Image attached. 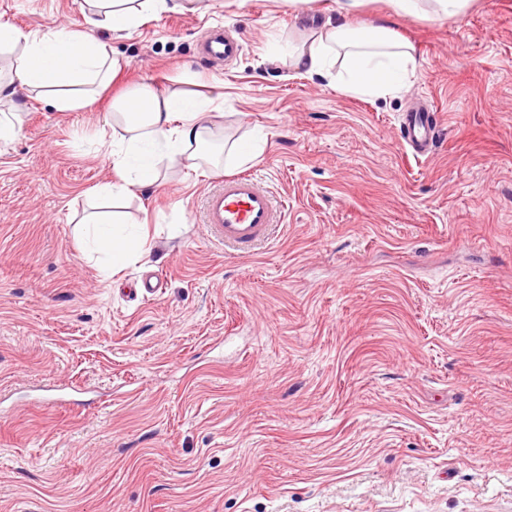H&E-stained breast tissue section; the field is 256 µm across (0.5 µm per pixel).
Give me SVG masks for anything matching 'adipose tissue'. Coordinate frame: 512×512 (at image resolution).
<instances>
[{
  "instance_id": "adipose-tissue-1",
  "label": "adipose tissue",
  "mask_w": 512,
  "mask_h": 512,
  "mask_svg": "<svg viewBox=\"0 0 512 512\" xmlns=\"http://www.w3.org/2000/svg\"><path fill=\"white\" fill-rule=\"evenodd\" d=\"M390 14L366 27L349 21L359 0H336V22L311 30L309 40L295 50V65L307 73L330 78L338 90L352 95L384 96L400 91L415 76L411 45L390 26L394 17L464 16L471 0H388ZM90 24L119 34L136 26L146 16L166 11L198 9L199 0H82ZM15 55L7 75H0V103L15 102L25 90L58 86L106 87L121 64L109 55L106 43L60 26L25 31L0 24V52ZM224 93L188 97L180 93L161 95L147 89L121 94L106 113L112 131L106 147L115 180L94 191L109 203L132 189L151 187L160 177L161 162L189 168L214 163L220 150L211 137ZM85 242L103 254L101 267L112 275L137 260L145 246L141 237L123 233L110 213H91L82 220Z\"/></svg>"
}]
</instances>
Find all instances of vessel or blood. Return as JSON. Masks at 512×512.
Segmentation results:
<instances>
[{"instance_id":"b4317fda","label":"vessel or blood","mask_w":512,"mask_h":512,"mask_svg":"<svg viewBox=\"0 0 512 512\" xmlns=\"http://www.w3.org/2000/svg\"><path fill=\"white\" fill-rule=\"evenodd\" d=\"M239 40L215 31L202 49L204 57L220 62L238 56ZM400 133L415 158L428 157L438 136L432 108L417 107L405 112ZM284 206L249 174L224 178L210 191L204 203L203 222L210 237L233 249H253L268 242L273 228L282 223Z\"/></svg>"}]
</instances>
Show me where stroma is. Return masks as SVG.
Listing matches in <instances>:
<instances>
[{
  "label": "stroma",
  "instance_id": "obj_1",
  "mask_svg": "<svg viewBox=\"0 0 512 512\" xmlns=\"http://www.w3.org/2000/svg\"><path fill=\"white\" fill-rule=\"evenodd\" d=\"M202 2L109 37L125 68L91 106L22 95L0 140V512H512V0L395 19L417 75L379 97L290 62L334 0ZM0 22L95 32L76 0ZM216 25L231 64L197 53ZM215 83L221 140L260 156L118 201L149 250L105 277L78 226L113 175L105 114ZM422 102L425 160L399 131ZM242 172L287 205L250 255L201 221ZM400 133L415 158H427L438 136L437 122L430 105L405 112L400 121Z\"/></svg>",
  "mask_w": 512,
  "mask_h": 512
}]
</instances>
